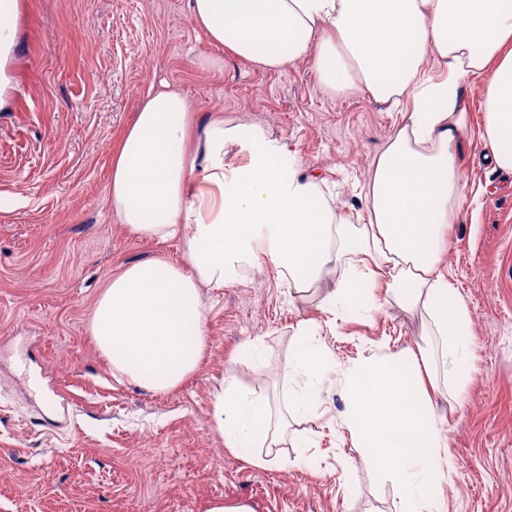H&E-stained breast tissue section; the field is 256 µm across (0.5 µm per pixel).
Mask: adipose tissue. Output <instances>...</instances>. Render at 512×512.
I'll return each instance as SVG.
<instances>
[{
	"label": "adipose tissue",
	"instance_id": "ef3b65f1",
	"mask_svg": "<svg viewBox=\"0 0 512 512\" xmlns=\"http://www.w3.org/2000/svg\"><path fill=\"white\" fill-rule=\"evenodd\" d=\"M190 8L211 42L245 61L280 70L313 59L323 90L369 92L401 121L367 181V221L354 224L319 179L277 165L284 146L259 125L217 118L196 141L185 97L146 92L112 152V208L140 236L181 237L185 261L127 266L100 295L89 328L113 376L179 387L206 345L200 288L223 287L237 263L264 258L299 292L333 263L345 300L392 293L428 316L458 371L470 355L457 332L467 312L442 257L463 196V84L480 83L481 136L496 167L512 171V0H191ZM19 10V0H0V108ZM231 145L249 151L247 164L227 160ZM310 400L298 394L276 417L264 396L231 383L213 417L227 448L274 447Z\"/></svg>",
	"mask_w": 512,
	"mask_h": 512
}]
</instances>
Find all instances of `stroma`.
<instances>
[{"mask_svg":"<svg viewBox=\"0 0 512 512\" xmlns=\"http://www.w3.org/2000/svg\"><path fill=\"white\" fill-rule=\"evenodd\" d=\"M10 103L0 110V512H400L392 481L353 448L347 378L384 355L419 357L446 382L440 339L385 294L345 305L334 275L290 291L272 261L200 291L208 342L197 370L159 392L113 377L89 322L112 276L180 240L132 232L110 198L112 148L147 90H177L199 126L216 115L285 143L278 163L317 175L346 215L396 130L369 93L323 91L313 60L265 70L211 43L189 0H20ZM465 190L442 264L468 317L461 394L430 392L454 469L430 493L443 512H512V174L494 169L481 91L467 85ZM327 361L310 414L274 449L225 448L214 419L223 384L284 411L304 379L287 373L297 341ZM152 446L145 456L144 446ZM269 456L265 466L253 457Z\"/></svg>","mask_w":512,"mask_h":512,"instance_id":"1","label":"stroma"}]
</instances>
